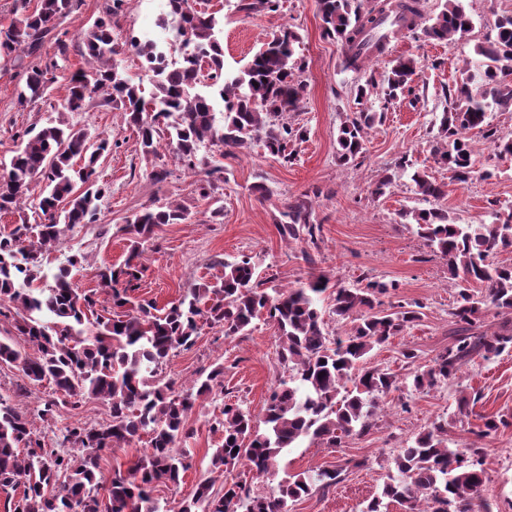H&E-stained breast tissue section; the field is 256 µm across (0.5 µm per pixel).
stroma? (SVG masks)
Instances as JSON below:
<instances>
[{"label": "stroma", "mask_w": 512, "mask_h": 512, "mask_svg": "<svg viewBox=\"0 0 512 512\" xmlns=\"http://www.w3.org/2000/svg\"><path fill=\"white\" fill-rule=\"evenodd\" d=\"M208 11L219 12L220 39L224 45L226 68L237 69L283 27L300 35L298 56L304 61L302 80L308 85L301 108L288 116L293 126L305 128L307 137L296 143L293 163H282L262 146L242 150L238 157L224 162V180L214 198L200 195L204 173L185 170L175 152L163 147L156 160L144 159L136 128L125 123L121 112L104 105L101 98L90 101L84 111L73 113L72 120L90 140L112 139L114 146L98 166L100 183L108 191L102 199L98 219L82 224L66 234L49 252L48 269H56L69 256L82 260L75 281L88 291L97 288L101 264H120L126 259L133 237L125 230L126 220L143 207L177 200L190 216L179 224L155 228L141 245L138 296L156 300L158 305L178 300L188 288L222 277L223 261L249 256L255 264L264 289L290 288L306 281L311 271L327 274L332 283L350 286L368 278L396 282L399 288L389 303L419 302L421 315L404 335L392 338L375 349L371 364L402 376L410 367L401 352L415 349L417 363L432 365L434 358L451 341L453 325L449 312L456 297V285L448 275L445 260L434 256L423 244L415 228L400 219L402 210L417 206L409 174L397 172L394 163L407 156L414 168L427 171L437 181L447 183L448 194L439 208L455 224H488L492 208L512 207V156L499 157L485 150L481 160L492 177L474 178L465 184L448 179L430 153L439 118L448 103L443 87L459 80L465 61L473 60L475 49L495 34L497 18L512 15V0H461L472 16L470 33L453 45L414 40L404 35L390 42L379 60L365 72L343 70L340 46L322 34L316 0H280L274 12L245 13L225 6L224 0H198ZM106 0H76L72 12L58 21L56 40L46 41L41 64L61 62L63 78L50 85L43 98L19 107L16 89L26 78L23 70L0 68V165H9L19 144L18 136L32 127H43L54 119L67 94L66 76L83 67L84 59L76 44L79 35L106 11ZM168 17L165 0H124L112 18L114 37H159L161 24ZM70 46L66 58H59L57 40ZM422 55L441 59L440 68L424 67L416 82L419 101L385 104L381 90H373L370 102L384 119L369 135L366 152L357 164L343 166L336 158V138L341 122L353 112L352 89L366 77L382 80L392 60ZM169 172L165 182L151 177L154 165ZM393 181L378 198L371 191L382 176ZM265 183L269 196L254 190ZM310 194L322 232L313 254L315 267L301 258L303 242L283 239L278 220L289 201ZM222 205V221H213L210 212ZM278 333L273 323L257 319L249 335L225 337L220 328L203 325L194 345L171 354L162 376L182 389L199 374L223 366L222 389L199 400L187 420L194 435L186 442L190 450L189 469L176 484L161 483L156 498L166 503L168 512H179L180 505L192 497L197 483L211 472V456L223 442L213 427L220 417L225 398L239 402L252 413H259L271 387L286 375L278 361ZM478 392L480 399L472 414L457 412L459 388ZM50 383L32 387L30 394L15 396L18 410L33 420L37 434L55 444L72 419L87 425L106 423L110 410L106 402L89 400L76 413H62L54 424L36 417L42 399L52 395ZM487 416L505 419L506 424L485 439L477 432ZM446 424L448 445L464 448L484 442L489 451L488 480L482 496L492 512H512V352L483 359L474 358L464 366L460 382L441 384L427 393L403 396L392 392L385 412L375 416L368 433L346 438L342 447L326 448L302 443L280 457L279 474L310 472L335 467L345 461L348 467L330 491L312 489L308 496L291 503V512H364L368 502L380 494L399 448L435 421Z\"/></svg>", "instance_id": "1"}]
</instances>
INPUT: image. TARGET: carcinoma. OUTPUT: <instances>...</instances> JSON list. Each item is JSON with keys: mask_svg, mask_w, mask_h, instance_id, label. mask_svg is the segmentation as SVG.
<instances>
[{"mask_svg": "<svg viewBox=\"0 0 512 512\" xmlns=\"http://www.w3.org/2000/svg\"><path fill=\"white\" fill-rule=\"evenodd\" d=\"M15 21L0 30V63L16 67L40 54L54 30L55 20L68 14L74 0H14ZM123 0H112L106 17L94 22L82 37V54L89 69L71 75L64 99L67 112H81L86 101L107 92L112 108L123 112L137 128L144 156H157L162 144L174 147L183 166L196 171L208 167L202 195L222 179V159L235 158L239 150L260 143L266 152L288 164L294 160L290 144L303 141L306 130L287 121L288 113L303 103L307 84L300 79L302 60L296 56L298 34L286 27L238 71L224 67V49L218 37L216 13L199 12L191 0H169L170 16L181 36L178 59L173 60L152 40L132 39L130 50L152 73V89L145 92L121 67V50L112 37L111 19ZM323 36L340 43L342 67L364 70L366 52L380 55L389 35L407 31L417 38L448 45L473 27L472 17L460 0H444L432 18L421 0H317ZM279 0H244L240 9L253 13L275 11ZM389 19V29L382 22ZM495 36L478 46V59L466 64L462 77L444 90L448 110L442 112L435 139L434 162L448 171L449 179L465 184L493 172L478 167L480 153L469 136L478 130L482 142L499 157L512 155V139L500 135L488 121L490 109L512 108V15L495 24ZM420 61L394 60L385 76V102L418 100L415 76ZM52 63L32 65L17 91L21 106L42 98L53 83ZM369 79L353 90L356 111L346 116L337 136L341 164L355 162L366 151L368 131L383 113L368 107ZM224 105V123L216 108ZM0 175V212H10L29 202L32 181L40 178L45 189L34 209L40 218L35 234L21 224L0 235V308L16 309L13 328L29 350L0 339V363L17 367L23 390L48 381L54 395L41 400L39 419L51 422L63 411H76L90 399L110 405L111 420L88 427L75 420L64 428L60 452L45 444L29 417L0 397V489L22 494L13 512H167L153 491L159 483L177 484L187 471V450L178 443L190 437L186 427L195 403L212 394L224 374L219 365L177 391L174 383L159 377L168 357L195 343L200 321L224 330V336H243L253 321L264 316L279 333L281 363L288 376L279 380L266 399L263 418L239 403L224 402L223 418L214 429L223 443L214 449L212 470L220 473L238 464L259 478L274 479L279 456L304 439L327 448L342 447L343 440L366 433L371 420L401 388L428 392L439 384L461 378L462 369L475 356L485 359L512 350V324L500 330L482 329V312L488 307L512 315V266L494 256L512 247V209L495 213L490 224H454L437 209L401 212L416 225L427 248L445 259L448 274L465 286L457 290L450 316L454 342L430 366L413 368L403 380L378 366H370V352L401 336L419 319L418 302L383 308L381 297L397 289L390 281L369 280L365 285L329 287L324 273L310 274L294 288H259L256 266L243 256L224 262V276L214 283L187 290L178 301L159 309L152 300L138 299L140 270L136 259L140 242L161 224L186 218L185 209L173 202L149 206L126 220V231L136 236L120 265L98 269L102 291L112 317L90 320L98 299L78 288L74 270L80 261L68 260L52 276L43 269L49 247L79 224L96 221L99 201L106 192L97 180L98 163L112 150L109 139L89 142L87 134L64 117L26 130ZM209 143L219 159L197 158L199 146ZM83 164L78 166L75 157ZM414 194L421 200L447 196V184L426 171L411 175ZM313 202L302 196L288 202L279 224L282 237L316 244L321 225L312 221ZM479 284L477 293L470 285ZM330 303H325V300ZM351 320L350 331L334 336L327 319ZM265 429H260V426ZM148 436L149 448L126 471L113 473L103 484L99 461L114 448H123ZM443 425L424 429L394 457L395 472L387 477L381 495L363 512H385L384 500L396 502L405 512H492L481 498L487 480L486 448L467 451L448 446ZM343 467L320 469L315 475L293 474L267 494L245 483L224 481L222 491L213 480L200 481L191 500L180 512H288V501L308 494L313 485L325 489L336 484Z\"/></svg>", "mask_w": 512, "mask_h": 512, "instance_id": "obj_1", "label": "carcinoma"}]
</instances>
